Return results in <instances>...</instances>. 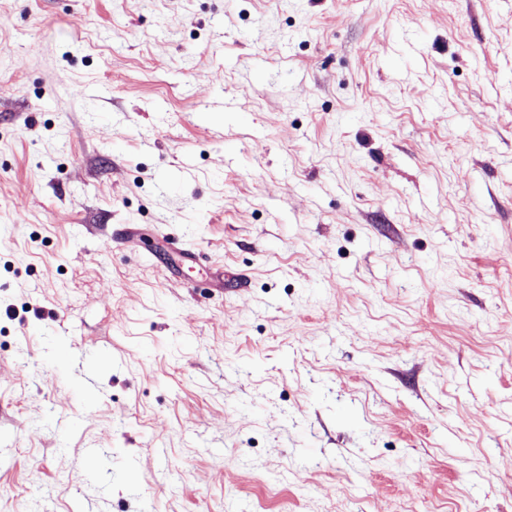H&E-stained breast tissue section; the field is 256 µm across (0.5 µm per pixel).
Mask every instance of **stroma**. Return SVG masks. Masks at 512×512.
I'll use <instances>...</instances> for the list:
<instances>
[{"label":"stroma","instance_id":"35a3bbf8","mask_svg":"<svg viewBox=\"0 0 512 512\" xmlns=\"http://www.w3.org/2000/svg\"><path fill=\"white\" fill-rule=\"evenodd\" d=\"M234 506L512 512V0H0V512Z\"/></svg>","mask_w":512,"mask_h":512}]
</instances>
